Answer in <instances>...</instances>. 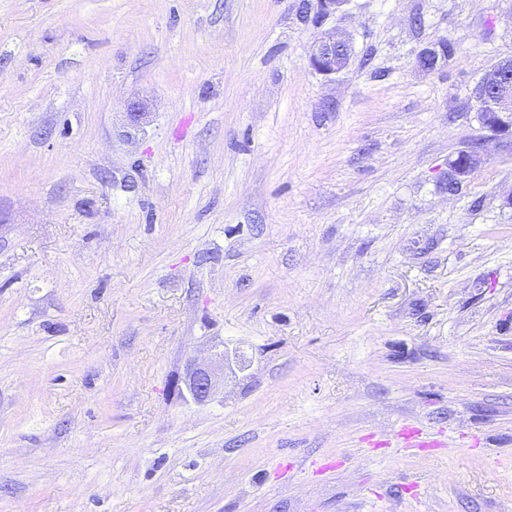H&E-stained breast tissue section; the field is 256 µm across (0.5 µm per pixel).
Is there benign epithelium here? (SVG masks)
<instances>
[{"mask_svg": "<svg viewBox=\"0 0 512 512\" xmlns=\"http://www.w3.org/2000/svg\"><path fill=\"white\" fill-rule=\"evenodd\" d=\"M351 52L349 34L334 31L315 41L311 65L319 74L331 77L348 66ZM495 116L499 121L497 136L506 142H511L512 113L497 112ZM247 367L248 361L238 350H231L221 343L214 347L208 361H188L183 375L177 378L174 388L184 399L200 404L205 403L214 395L218 380L224 377V371H243Z\"/></svg>", "mask_w": 512, "mask_h": 512, "instance_id": "obj_1", "label": "benign epithelium"}]
</instances>
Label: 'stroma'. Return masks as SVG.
I'll return each instance as SVG.
<instances>
[{"instance_id": "1", "label": "stroma", "mask_w": 512, "mask_h": 512, "mask_svg": "<svg viewBox=\"0 0 512 512\" xmlns=\"http://www.w3.org/2000/svg\"><path fill=\"white\" fill-rule=\"evenodd\" d=\"M506 57L512 0H0V512H512ZM351 52L349 34L334 31L315 41L311 65L319 74L331 77L348 66ZM497 63L491 67L489 71H487L484 76L481 78V81L476 87L475 95L480 104L479 112H481V118L483 121V125L489 129L486 124V115L485 112H491L498 118L499 127L498 132L495 133L502 140L506 142L512 141V79L510 82H506L503 84L498 79H491L487 82V85L484 89V97L478 95V86L494 71ZM506 91L508 97V105L507 110L510 112H503L496 104L500 103V99H502L504 92ZM490 130V129H489ZM480 149L479 143H471L465 149L459 150L457 154L448 160V192L454 193L459 190V187L465 180H460L454 175V171L463 173H474L472 171L481 167L484 162L482 151H480L472 163V171L470 168L471 156L478 152ZM248 361L237 349L230 350L223 342L214 347L207 362L189 360L184 373L179 376L174 385V391L195 403L208 402L214 395L218 380L224 381V371H243L248 367Z\"/></svg>"}]
</instances>
